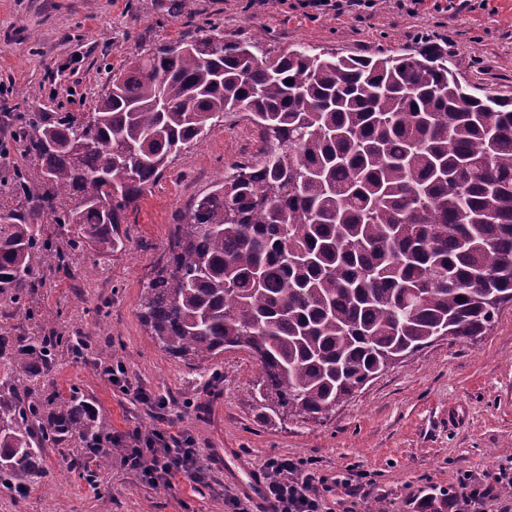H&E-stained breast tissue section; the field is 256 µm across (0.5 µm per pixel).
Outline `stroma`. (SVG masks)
Here are the masks:
<instances>
[{
  "label": "stroma",
  "mask_w": 512,
  "mask_h": 512,
  "mask_svg": "<svg viewBox=\"0 0 512 512\" xmlns=\"http://www.w3.org/2000/svg\"><path fill=\"white\" fill-rule=\"evenodd\" d=\"M172 0H0V177L21 164L11 134L25 112L89 109L113 74L157 45L192 39L205 25L225 38L259 42L267 58L304 46L341 55H393L419 47L421 34L447 45L463 79L488 92L512 94V0L459 12L422 9L411 16L394 0L362 15H318L282 0H195V24ZM266 143L242 113L228 112L200 144L182 150L120 227L122 248L84 252L65 274L38 272L34 303L55 329L83 337L75 358L56 355L47 379L90 401L101 432L123 435L158 427L166 415L187 431L211 487L187 481L164 488L104 452L90 468L69 466L71 449H47L45 482L26 495L0 486V512H225L239 494L226 476L225 450L252 471L272 457L313 460L328 477L356 466L373 484L360 506L383 500L409 512L420 492L455 483L460 472L493 478L512 462V303L488 335L474 341L441 336L367 382L328 418L261 420L252 388L259 375L248 353L228 349L203 372L161 351L140 319L144 290L168 255L188 207L241 162H257ZM122 362L132 384L155 405L113 386L105 365ZM240 495V494H239Z\"/></svg>",
  "instance_id": "1"
}]
</instances>
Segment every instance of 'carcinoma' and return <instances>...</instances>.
I'll list each match as a JSON object with an SVG mask.
<instances>
[{
	"label": "carcinoma",
	"mask_w": 512,
	"mask_h": 512,
	"mask_svg": "<svg viewBox=\"0 0 512 512\" xmlns=\"http://www.w3.org/2000/svg\"><path fill=\"white\" fill-rule=\"evenodd\" d=\"M233 111L270 146L176 225L141 303L161 351L206 371L242 349L260 417L320 418L435 337L486 335L512 303L511 95L463 83L436 41L270 60L213 29L147 52L87 114L21 118L25 164L0 182V301L32 318L35 269L117 250L170 156ZM60 347L87 344L0 324V484L20 495L48 446L98 436L79 392L46 393Z\"/></svg>",
	"instance_id": "obj_1"
}]
</instances>
